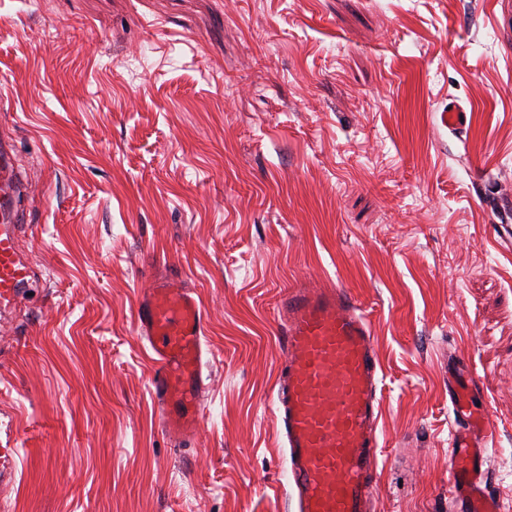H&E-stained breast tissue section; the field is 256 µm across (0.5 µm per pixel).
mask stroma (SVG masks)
Returning <instances> with one entry per match:
<instances>
[{
  "instance_id": "1",
  "label": "stroma",
  "mask_w": 512,
  "mask_h": 512,
  "mask_svg": "<svg viewBox=\"0 0 512 512\" xmlns=\"http://www.w3.org/2000/svg\"><path fill=\"white\" fill-rule=\"evenodd\" d=\"M4 160L40 286L0 313V512H290L276 307L319 283L375 336L374 512H455V362L512 507V0H0ZM157 273L207 315L186 449L135 330Z\"/></svg>"
}]
</instances>
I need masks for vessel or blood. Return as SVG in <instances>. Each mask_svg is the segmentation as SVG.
I'll return each mask as SVG.
<instances>
[{
  "label": "vessel or blood",
  "instance_id": "obj_1",
  "mask_svg": "<svg viewBox=\"0 0 512 512\" xmlns=\"http://www.w3.org/2000/svg\"><path fill=\"white\" fill-rule=\"evenodd\" d=\"M37 277L20 256L17 226L0 223V307ZM283 353L272 412L284 440L294 512H371L381 416V367L361 301L337 287L288 289L277 308ZM206 314L189 288L165 277L142 289L135 327L151 350L160 423L193 446L202 419ZM477 378L448 382L454 414L448 495L457 512H503L485 478L494 423Z\"/></svg>",
  "mask_w": 512,
  "mask_h": 512
}]
</instances>
